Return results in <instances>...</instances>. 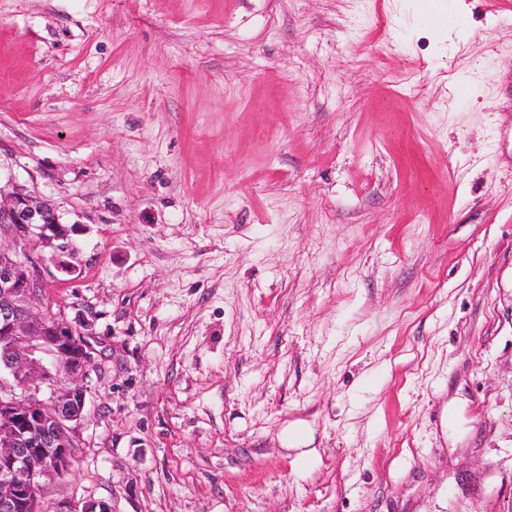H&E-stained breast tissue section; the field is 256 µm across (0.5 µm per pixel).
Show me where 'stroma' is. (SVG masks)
Returning <instances> with one entry per match:
<instances>
[{"mask_svg":"<svg viewBox=\"0 0 512 512\" xmlns=\"http://www.w3.org/2000/svg\"><path fill=\"white\" fill-rule=\"evenodd\" d=\"M0 183L97 342L50 512H512V12L0 0Z\"/></svg>","mask_w":512,"mask_h":512,"instance_id":"35a3bbf8","label":"stroma"}]
</instances>
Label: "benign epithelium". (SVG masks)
<instances>
[{
	"label": "benign epithelium",
	"instance_id": "obj_1",
	"mask_svg": "<svg viewBox=\"0 0 512 512\" xmlns=\"http://www.w3.org/2000/svg\"><path fill=\"white\" fill-rule=\"evenodd\" d=\"M71 232L51 200L0 185V512H41L37 488L69 473L79 447L95 348L81 325L36 301L48 266L76 272ZM42 354L66 363L65 376Z\"/></svg>",
	"mask_w": 512,
	"mask_h": 512
}]
</instances>
